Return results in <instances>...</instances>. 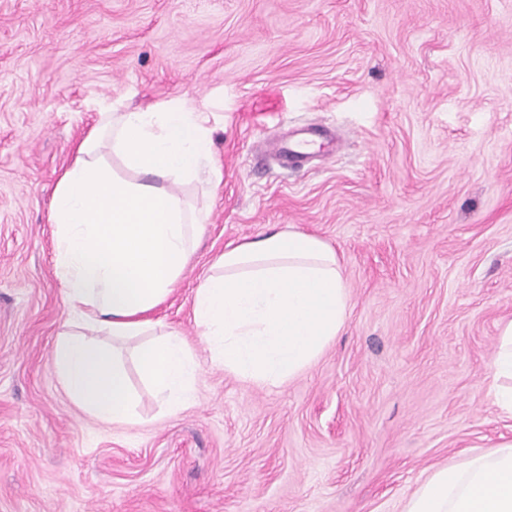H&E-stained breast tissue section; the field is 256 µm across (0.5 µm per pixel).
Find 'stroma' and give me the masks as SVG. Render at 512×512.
I'll return each mask as SVG.
<instances>
[{"label": "stroma", "instance_id": "obj_1", "mask_svg": "<svg viewBox=\"0 0 512 512\" xmlns=\"http://www.w3.org/2000/svg\"><path fill=\"white\" fill-rule=\"evenodd\" d=\"M209 114L217 185L153 317L200 365L179 413L123 346L133 424L79 409L52 360L73 314L49 213L97 107ZM318 128L308 164L271 141ZM295 227L350 312L267 388L200 342L228 244ZM512 320V0H0V512H403L432 469L512 439L491 366Z\"/></svg>", "mask_w": 512, "mask_h": 512}]
</instances>
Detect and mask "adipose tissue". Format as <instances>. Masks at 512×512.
<instances>
[{"instance_id": "obj_1", "label": "adipose tissue", "mask_w": 512, "mask_h": 512, "mask_svg": "<svg viewBox=\"0 0 512 512\" xmlns=\"http://www.w3.org/2000/svg\"><path fill=\"white\" fill-rule=\"evenodd\" d=\"M207 112L181 98L138 108L108 102L59 178L49 220L54 272L73 312L53 351L59 381L91 417L133 422L118 341L149 336L141 372L169 412L195 402L197 359L152 312L171 295L199 240L178 185L219 182ZM123 171H116L111 157ZM200 284L194 313L226 372L277 387L315 364L343 330L349 293L323 239L276 230L225 250ZM96 325L112 344L88 337ZM404 512H512V440L463 465L434 469Z\"/></svg>"}]
</instances>
